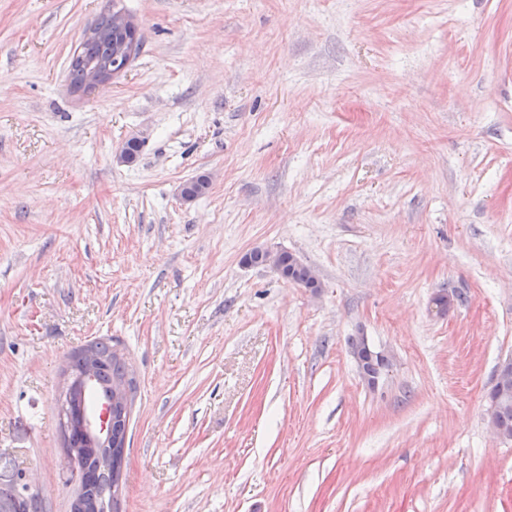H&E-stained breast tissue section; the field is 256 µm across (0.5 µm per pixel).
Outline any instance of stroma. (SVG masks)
Instances as JSON below:
<instances>
[{
  "label": "stroma",
  "instance_id": "stroma-1",
  "mask_svg": "<svg viewBox=\"0 0 512 512\" xmlns=\"http://www.w3.org/2000/svg\"><path fill=\"white\" fill-rule=\"evenodd\" d=\"M115 1L140 49L74 90ZM257 246L322 292L243 266ZM443 290L466 300L439 317ZM359 336L392 358L378 388ZM100 338L137 381L122 512H512L487 412L512 0H0V512L25 486L71 512L58 400ZM279 265H285V269L293 282L310 288L316 284V277L314 271L304 263H296L290 253L284 251L278 259Z\"/></svg>",
  "mask_w": 512,
  "mask_h": 512
}]
</instances>
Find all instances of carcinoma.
<instances>
[{"mask_svg":"<svg viewBox=\"0 0 512 512\" xmlns=\"http://www.w3.org/2000/svg\"><path fill=\"white\" fill-rule=\"evenodd\" d=\"M95 34L84 39L81 51L73 57L71 67V84L77 89L84 88V71L86 65L95 62L103 65L112 63L118 44L128 41L141 44V39L133 36L115 23V10L108 9L102 13L94 25ZM278 264L289 270L293 282L309 288L316 284L314 271L304 263H297L288 252H283ZM92 352L95 359V382L102 396L107 395L112 387L124 384L130 391H136V380L123 358L114 346L105 341H96L71 355L68 364L70 373L81 374L87 364L86 352ZM90 396L74 383L66 397L67 410L73 422L77 423L86 410ZM114 423L112 433L115 437H124L127 433L130 416L119 408L112 411ZM500 426L512 431V392L503 396L497 410ZM69 447L76 449L74 471L77 473L78 490L76 500L83 502V512H119L116 493L122 485L123 462H106L112 455V449L91 443L78 428H73L69 436Z\"/></svg>","mask_w":512,"mask_h":512,"instance_id":"carcinoma-1","label":"carcinoma"}]
</instances>
